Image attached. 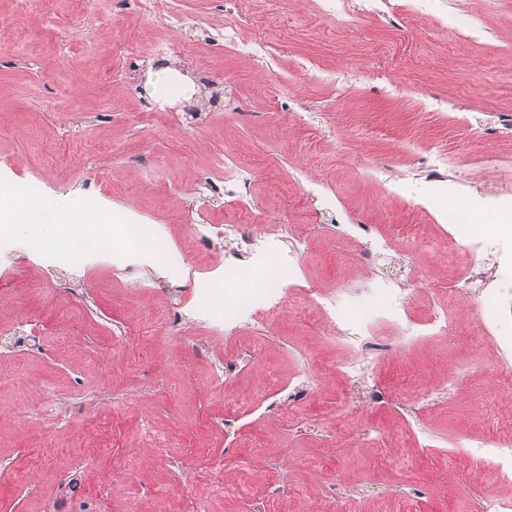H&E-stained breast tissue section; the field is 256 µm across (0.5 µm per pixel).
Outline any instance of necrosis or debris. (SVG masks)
Listing matches in <instances>:
<instances>
[{
	"mask_svg": "<svg viewBox=\"0 0 512 512\" xmlns=\"http://www.w3.org/2000/svg\"><path fill=\"white\" fill-rule=\"evenodd\" d=\"M215 168V175L203 183L205 196L212 201L224 198L242 212H253L250 185L255 179L254 171L236 167L228 156L216 160ZM190 232L204 250L224 255L223 263L211 266L207 274L181 268L179 260L172 256L164 266H157L154 255L137 250V243L151 235L145 224L116 225L109 237L90 234L75 224L65 241L45 242L39 258L49 268L76 269L108 255L135 282L145 272H162L174 298L166 302L158 327L143 332L138 341L149 350L158 345L162 331L189 324L233 337L232 351L216 361L213 383L219 388L254 362L258 341L266 338L285 300L297 296L303 306L315 310L332 329L333 340L346 352L345 358L333 366L336 376L346 387L363 389L373 407L397 410L404 417L415 446L425 447L431 434L421 416L452 399L457 377H449L421 396L407 400L382 382L380 365L389 351V341L410 348L421 337L449 334L452 325L447 308H432L425 318L415 319L416 289L388 275L371 279L365 287L333 292L296 284L293 269L275 270L270 266L274 254L304 248L303 240L286 224H194ZM322 382L315 356L308 347H301L298 372L288 380L291 400L297 404L315 400L322 391ZM145 438L154 456L169 464L172 482L182 492L185 512H207L215 499L240 495V488L224 481V455H209L205 473L193 474L170 448L165 434L149 427Z\"/></svg>",
	"mask_w": 512,
	"mask_h": 512,
	"instance_id": "obj_1",
	"label": "necrosis or debris"
}]
</instances>
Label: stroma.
Listing matches in <instances>:
<instances>
[{
	"label": "stroma",
	"instance_id": "obj_1",
	"mask_svg": "<svg viewBox=\"0 0 512 512\" xmlns=\"http://www.w3.org/2000/svg\"><path fill=\"white\" fill-rule=\"evenodd\" d=\"M403 2L365 8L340 28L334 15L343 0H283L274 26L265 21L266 0H172V23L97 0L76 28L71 0H55L47 12L37 0H0V184L38 185L26 202L33 211L80 202L87 230L105 237L116 224L156 225L151 248L197 269L210 257L191 239L189 222L232 219L230 209L200 198L215 159L228 153L242 166L260 167L254 222L291 225L304 239L302 256L273 258L292 264L299 283L326 291L367 283L362 243L340 246V224H364L380 237L419 226L415 247L383 251L380 269L420 286H453L476 264L495 276V234L512 228V139L500 134L512 123V0H418L412 12ZM22 7L28 19L20 23ZM231 9L243 36L269 45L268 55L215 45ZM130 37L140 45L131 78L115 52ZM162 52L198 93L187 102L166 88L143 123L135 102L154 99L148 76ZM193 110L208 113L207 124L190 131L171 119ZM463 117L484 126L482 141L461 135ZM438 149L461 179V196L476 214L470 232L485 239V253L448 246V193L422 162ZM315 182L326 199L309 195ZM8 230L0 318L19 326L39 321L44 333L29 351L0 355V372L24 377L0 381V458L15 468L0 478V512H52L80 440L40 409L49 396L82 402L86 426L97 429L102 407L91 393L104 382L136 406L113 409L97 470L77 490L71 512H182L167 465L153 461L142 441L148 426L184 449L190 464L222 448L248 458L255 478L246 495L224 502L225 512H470L476 488L499 493L469 444L495 440L512 425V391L496 380L495 348L478 333L481 307L473 299L455 295L447 337L393 349L382 365L383 380L398 392H424L461 373L456 395L425 416L434 434L428 448L396 455L387 442L403 426L400 414L371 408L355 391L349 402L338 401L331 385L305 418L295 417L291 352L327 329L291 303L257 360L229 384L225 396L239 406L238 429L221 434L207 421L214 399L207 376L211 354L230 351V339L201 335L202 356L164 341L130 365L131 346L111 343L112 322L147 327L164 300L162 280L135 286L105 256L74 272L48 271L36 263L38 240L28 226ZM71 287L95 305L73 303ZM354 418L377 431V445L348 431ZM113 453L135 463L129 485L114 479ZM273 459L280 462L275 473ZM331 478L356 485L358 495L336 507L322 496ZM410 481L425 485L424 497L399 499ZM140 484L167 493L135 497Z\"/></svg>",
	"mask_w": 512,
	"mask_h": 512
}]
</instances>
